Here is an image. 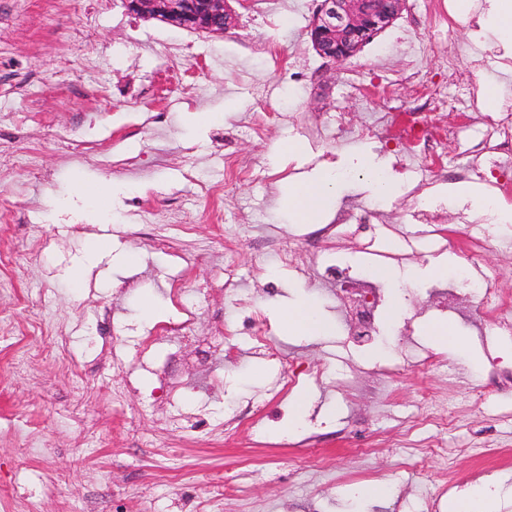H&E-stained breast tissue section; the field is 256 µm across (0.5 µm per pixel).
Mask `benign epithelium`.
<instances>
[{
    "label": "benign epithelium",
    "instance_id": "1",
    "mask_svg": "<svg viewBox=\"0 0 512 512\" xmlns=\"http://www.w3.org/2000/svg\"><path fill=\"white\" fill-rule=\"evenodd\" d=\"M130 14L162 18L185 29L227 31L237 14L226 0H123ZM406 0H317L309 34L317 54L341 64L355 56L401 13Z\"/></svg>",
    "mask_w": 512,
    "mask_h": 512
}]
</instances>
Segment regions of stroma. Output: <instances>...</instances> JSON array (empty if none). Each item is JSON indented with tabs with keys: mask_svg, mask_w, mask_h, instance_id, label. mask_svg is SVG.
I'll return each mask as SVG.
<instances>
[{
	"mask_svg": "<svg viewBox=\"0 0 512 512\" xmlns=\"http://www.w3.org/2000/svg\"><path fill=\"white\" fill-rule=\"evenodd\" d=\"M283 2L279 15L261 19L246 10L235 27L215 35L136 17L121 0H85L82 11L72 0H0V89L7 105L41 115L31 128L0 127V156L34 151L48 176L37 181L20 167L0 174V251L24 268L20 275L0 268V315L11 318L16 338L0 345V362L22 346L41 351L22 370L0 376V512H24L29 502L40 512H306L313 501L324 512H409L443 474L459 492L483 495L491 512H512V388L482 402L469 393L493 365L512 371V334H494L486 312L452 296L463 230L486 237L483 262L500 268V286L512 294V195L490 221L486 186H468L459 196L449 192L448 180L437 181L423 194L447 236L436 243L411 218L414 198L400 191L379 195L353 173L364 157L391 164L405 180L402 150L359 134L376 114L415 107L424 87L398 79L411 62L422 67L426 87L445 99L453 92L449 63L465 66L485 56L488 65L475 70V79L501 100L512 95L503 50L492 32L478 34L472 16L460 17L451 36L430 42L412 23L438 10L440 0H407L401 16L355 57L367 79L389 85L387 96L362 98L347 86L343 66H324L313 49L312 0ZM76 49L102 58L97 81L56 84L52 72ZM194 58L204 70L171 86L163 122L146 123L153 108L146 92L160 84L163 63L184 67ZM260 87L266 96H257ZM260 112L285 118L257 135L249 127ZM336 112L344 115V143L313 147L307 127ZM90 114L97 117L92 131L85 124ZM90 131L111 147V164L97 153L70 154L58 140L62 134L80 140ZM288 140L300 143L299 153L283 151ZM228 147L265 179L234 184L232 205L244 223L219 229L207 218L200 186L223 181ZM327 162L341 167L339 210L376 207L382 246L402 245L408 253L402 263L383 265L370 260L364 234L350 231L337 243L335 258L385 295L377 333L366 342L348 335L336 295L316 268L300 277L256 248L264 239L270 247L291 242L304 253L323 252L313 225L289 213L275 186L307 179ZM173 198L181 210L161 225L169 248L158 251L141 233L137 202L161 211ZM227 235L236 241L229 255ZM228 262L245 289L260 291L263 334L301 367L324 371L320 381L290 391L285 420H277L273 403L266 421L238 417L240 406L265 395L278 373L253 352L249 335L237 338L234 364H198L187 344L163 342L145 355L138 350L142 336L176 314L169 278L206 284L220 279ZM85 265L89 276L76 282ZM437 265L445 269L438 280L430 275ZM26 297L42 302L59 334L28 335ZM149 299L150 314L144 311ZM302 299L331 322L328 334L295 335L283 327L281 314ZM193 303L204 333L214 321L234 326L243 318L220 290ZM435 324L448 325L458 343L439 346L428 334ZM104 344L124 358V368L100 360ZM432 354L447 358V367L418 371L415 361ZM388 369L398 375L382 393L371 378ZM171 375L181 386L168 401L163 386ZM126 377L133 390L113 407L112 389ZM76 378L85 386L80 397L72 392ZM423 391L457 410L453 427L420 434L454 448L444 464H423L380 444L418 413ZM300 397L303 420L280 443L276 432L289 428ZM292 459L305 461L304 471L289 468ZM240 470L252 471V479L225 494V474ZM374 484L387 488L383 500L351 493Z\"/></svg>",
	"mask_w": 512,
	"mask_h": 512,
	"instance_id": "35a3bbf8",
	"label": "stroma"
}]
</instances>
